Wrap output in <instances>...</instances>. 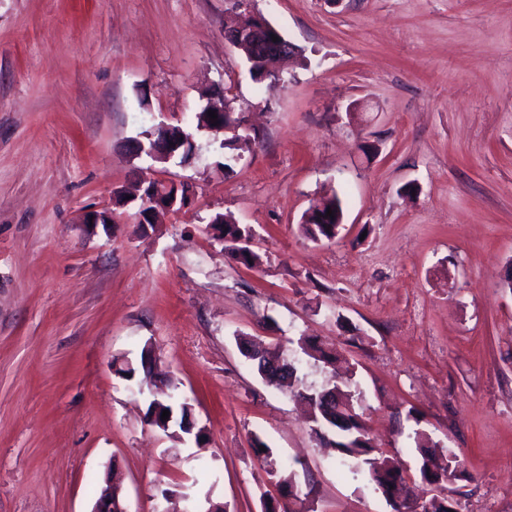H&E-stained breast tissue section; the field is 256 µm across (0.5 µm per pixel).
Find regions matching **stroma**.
I'll return each instance as SVG.
<instances>
[{"label":"stroma","mask_w":512,"mask_h":512,"mask_svg":"<svg viewBox=\"0 0 512 512\" xmlns=\"http://www.w3.org/2000/svg\"><path fill=\"white\" fill-rule=\"evenodd\" d=\"M254 6L302 50L269 89L224 40L232 0H0V512H90L113 464L127 512H262L283 469L295 512H394L239 345L331 384L302 336L354 365L419 501L512 512V0ZM217 85L246 124L229 169L195 129ZM162 122L193 131L188 161L133 152ZM142 175L192 204L141 231L115 193ZM332 194L344 227L312 242L301 218ZM103 209L115 224H84ZM219 213L260 265L213 239ZM160 387L202 440L148 425ZM418 430L456 455L450 481L421 483ZM211 224H223L224 225V243L225 249L236 257L239 262L244 265L254 267L260 263V255L252 248V240L254 238L252 229L250 226H241L239 224H229V220L223 214V223Z\"/></svg>","instance_id":"stroma-1"}]
</instances>
